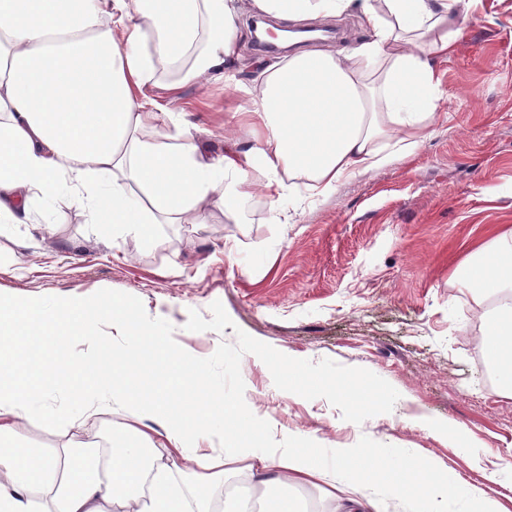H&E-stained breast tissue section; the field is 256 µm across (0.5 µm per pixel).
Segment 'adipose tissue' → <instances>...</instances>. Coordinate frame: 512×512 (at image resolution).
I'll use <instances>...</instances> for the list:
<instances>
[{
  "label": "adipose tissue",
  "instance_id": "adipose-tissue-1",
  "mask_svg": "<svg viewBox=\"0 0 512 512\" xmlns=\"http://www.w3.org/2000/svg\"><path fill=\"white\" fill-rule=\"evenodd\" d=\"M463 0H0V225L32 220L34 197L88 212L103 239L125 225L194 224L213 196L238 213L250 192L275 206L297 188L331 195L351 176L407 157L429 133L440 97L436 63L463 35ZM281 24L356 12L371 37L343 55L304 51L262 66L236 114L253 145L211 158L190 130L158 139L152 89L176 98L189 84L237 85L243 11ZM512 232L498 236L460 275L478 294L484 360L500 396L512 397ZM129 310L103 300L47 310L0 299V512H252L268 491L318 487L340 512H374L381 473L413 512H500L486 487L454 474L432 476L428 461L404 454L387 471L374 448H338L334 462L297 448L247 440L252 417L225 402L223 441L246 469L203 449L211 432L195 402L175 410L161 374L73 360L70 344L100 325L129 328ZM52 339L46 374L30 377L29 337ZM76 378L71 405L41 407L56 377ZM108 391L126 444L102 461L97 446L51 453L18 442L23 424L52 418L81 428ZM245 472L246 485L225 489Z\"/></svg>",
  "mask_w": 512,
  "mask_h": 512
}]
</instances>
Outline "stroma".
Returning <instances> with one entry per match:
<instances>
[{
    "label": "stroma",
    "mask_w": 512,
    "mask_h": 512,
    "mask_svg": "<svg viewBox=\"0 0 512 512\" xmlns=\"http://www.w3.org/2000/svg\"><path fill=\"white\" fill-rule=\"evenodd\" d=\"M323 49L346 52L368 32L358 15L322 18ZM464 36L438 65L441 98L415 154L341 181L326 197L291 194L277 211L263 195L244 200L229 223L219 203L202 224H153L112 246L87 214L37 199L34 222L53 243L18 224L0 234V294L87 297L112 289L138 297L197 357L236 330L314 362L362 367L400 394L392 411L362 424L326 399L281 391L255 355L241 358L248 407L276 440L299 436L331 458L340 447L376 448L392 467L419 452L436 471L481 485L512 457V398L499 396L474 341L479 297L458 271L475 250L512 230V0H472ZM241 93L218 84L186 86L156 123L164 134L196 129L211 156L224 154L225 130ZM221 302L231 326L189 333V310L210 317ZM463 426L471 454L441 428Z\"/></svg>",
    "instance_id": "1"
}]
</instances>
